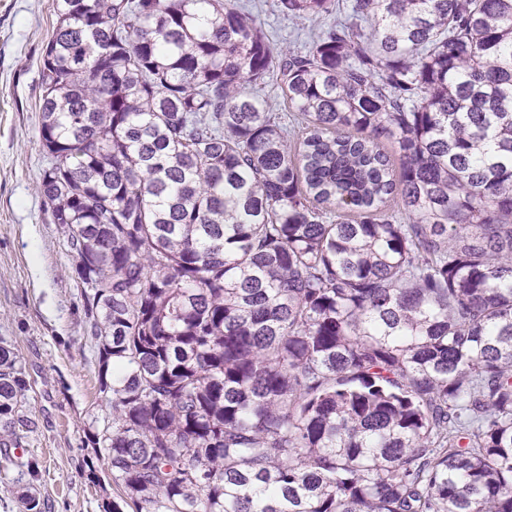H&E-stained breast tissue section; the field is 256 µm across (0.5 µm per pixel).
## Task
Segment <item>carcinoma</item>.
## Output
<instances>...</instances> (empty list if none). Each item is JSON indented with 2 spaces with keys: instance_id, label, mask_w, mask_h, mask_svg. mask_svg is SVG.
I'll use <instances>...</instances> for the list:
<instances>
[{
  "instance_id": "carcinoma-1",
  "label": "carcinoma",
  "mask_w": 512,
  "mask_h": 512,
  "mask_svg": "<svg viewBox=\"0 0 512 512\" xmlns=\"http://www.w3.org/2000/svg\"><path fill=\"white\" fill-rule=\"evenodd\" d=\"M247 2L56 0L40 193L112 407L89 476L133 512H512V0H345L302 50ZM30 389L0 346L5 448Z\"/></svg>"
}]
</instances>
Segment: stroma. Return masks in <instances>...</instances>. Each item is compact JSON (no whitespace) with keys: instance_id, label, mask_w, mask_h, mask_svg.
<instances>
[{"instance_id":"obj_1","label":"stroma","mask_w":512,"mask_h":512,"mask_svg":"<svg viewBox=\"0 0 512 512\" xmlns=\"http://www.w3.org/2000/svg\"><path fill=\"white\" fill-rule=\"evenodd\" d=\"M279 0H254L274 42L302 47L303 22ZM55 0H0V346L14 350L32 383L37 422L16 460L35 458L47 512H104L121 489L107 469L89 480L88 432L112 408L99 391L96 349L86 333L75 257L38 192L49 160L38 140L41 56L55 25Z\"/></svg>"}]
</instances>
